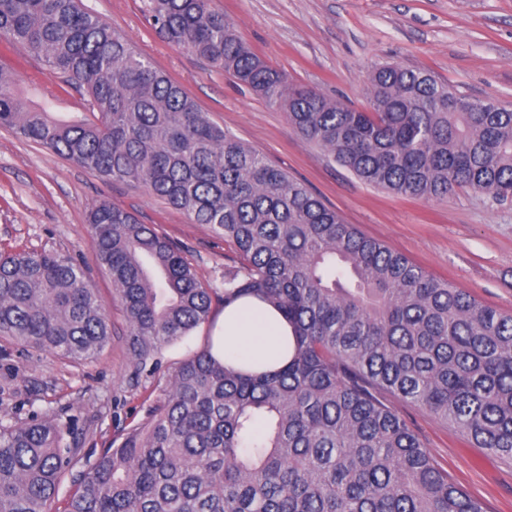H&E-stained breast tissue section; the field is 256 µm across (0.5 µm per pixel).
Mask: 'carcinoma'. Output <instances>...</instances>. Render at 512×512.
Segmentation results:
<instances>
[{"label": "carcinoma", "instance_id": "obj_1", "mask_svg": "<svg viewBox=\"0 0 512 512\" xmlns=\"http://www.w3.org/2000/svg\"><path fill=\"white\" fill-rule=\"evenodd\" d=\"M155 31L282 109L289 124L365 184L442 199L457 188L512 197V109L470 99L429 71L385 64L353 108L271 68L210 0H143ZM5 48H23L83 89L93 119L69 123L18 93L0 66V128L106 180L132 181L233 243L239 266L196 276L156 227L106 199L88 210L134 367L253 297L288 321V360L233 366L211 346L94 459L74 424L0 417V512H484L448 480L398 395L512 461V314L433 278L346 223L201 108L83 0H0ZM112 337L70 255L0 253V339L81 365Z\"/></svg>", "mask_w": 512, "mask_h": 512}]
</instances>
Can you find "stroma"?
<instances>
[{
  "instance_id": "1",
  "label": "stroma",
  "mask_w": 512,
  "mask_h": 512,
  "mask_svg": "<svg viewBox=\"0 0 512 512\" xmlns=\"http://www.w3.org/2000/svg\"><path fill=\"white\" fill-rule=\"evenodd\" d=\"M178 81L240 140L304 181L346 223L405 254L433 277L478 302L512 313V197L460 188L448 198L409 199L362 183L303 140L285 113L161 39L142 0H83ZM251 47L289 82L359 108L369 105L373 70L425 68L465 96L512 106V0H212ZM19 89L66 122L89 120L83 96L23 49L0 53ZM107 197L177 242L204 281L237 264L235 249L203 224L133 182H109L50 150L0 129V251L28 249L83 257L106 301L110 345L81 366L0 341V414L38 412L74 419L82 452L98 455L118 430L140 421L146 398L163 393L181 362L207 344L210 324L163 350L155 374L135 375L126 322L109 274L94 258L88 208ZM405 418L449 479L484 505L512 512V465L473 447L452 425L395 395Z\"/></svg>"
}]
</instances>
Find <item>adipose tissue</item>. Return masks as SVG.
Returning <instances> with one entry per match:
<instances>
[{
  "instance_id": "ef3b65f1",
  "label": "adipose tissue",
  "mask_w": 512,
  "mask_h": 512,
  "mask_svg": "<svg viewBox=\"0 0 512 512\" xmlns=\"http://www.w3.org/2000/svg\"><path fill=\"white\" fill-rule=\"evenodd\" d=\"M291 330L273 307L246 298L226 308L212 336V353L237 364L277 367L288 357Z\"/></svg>"
}]
</instances>
